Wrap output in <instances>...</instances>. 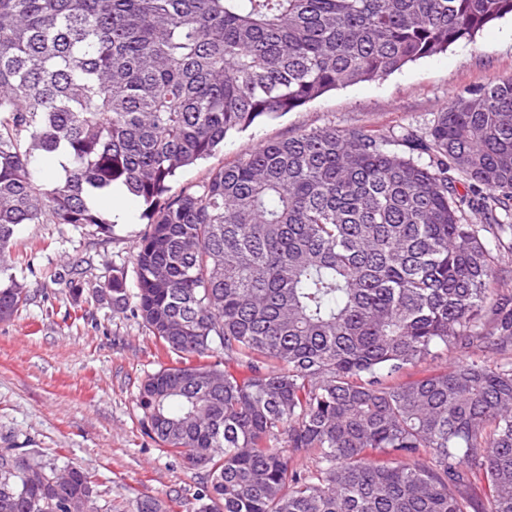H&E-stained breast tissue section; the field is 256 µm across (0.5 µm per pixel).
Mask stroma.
Returning <instances> with one entry per match:
<instances>
[{"instance_id":"obj_1","label":"stroma","mask_w":512,"mask_h":512,"mask_svg":"<svg viewBox=\"0 0 512 512\" xmlns=\"http://www.w3.org/2000/svg\"><path fill=\"white\" fill-rule=\"evenodd\" d=\"M507 78L510 16L383 79L338 88L227 136L222 150L185 168L174 187L199 185L258 144L326 126L389 139L422 134L454 96ZM144 209L142 200L124 196L108 214V237L91 227L20 226L10 255L30 299L0 322V448H39L83 468L115 512H131L144 496L174 497V512H191L199 475L143 436L135 401L146 374L166 358L140 319L113 311L99 295L114 271L132 272L147 229Z\"/></svg>"}]
</instances>
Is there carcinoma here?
Segmentation results:
<instances>
[{
  "instance_id": "1",
  "label": "carcinoma",
  "mask_w": 512,
  "mask_h": 512,
  "mask_svg": "<svg viewBox=\"0 0 512 512\" xmlns=\"http://www.w3.org/2000/svg\"><path fill=\"white\" fill-rule=\"evenodd\" d=\"M506 15L512 0H0V321L29 297L18 226L110 234L91 201L124 186L150 225L133 286L119 270L106 288L175 355L136 403L200 474L193 512H478L477 479L483 512H512V306L492 288L512 78L457 95L408 153L325 127L172 192L229 132ZM43 155L67 158L49 181ZM464 204L489 223H462ZM448 351L464 361L399 379ZM59 468L0 448V512H112L80 467L57 490Z\"/></svg>"
}]
</instances>
